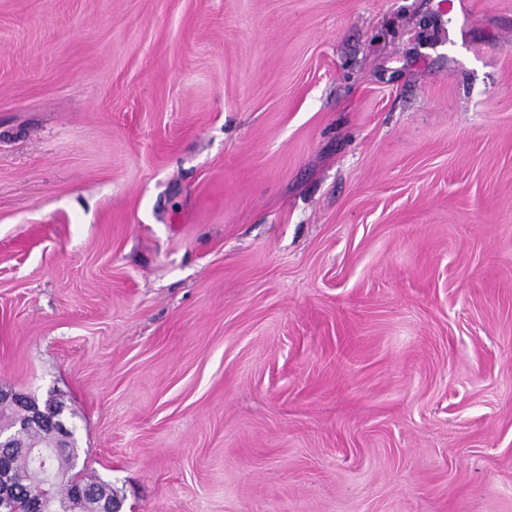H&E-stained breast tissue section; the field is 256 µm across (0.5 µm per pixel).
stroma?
<instances>
[{
	"mask_svg": "<svg viewBox=\"0 0 512 512\" xmlns=\"http://www.w3.org/2000/svg\"><path fill=\"white\" fill-rule=\"evenodd\" d=\"M121 512H512V0H0V388Z\"/></svg>",
	"mask_w": 512,
	"mask_h": 512,
	"instance_id": "stroma-1",
	"label": "stroma"
}]
</instances>
